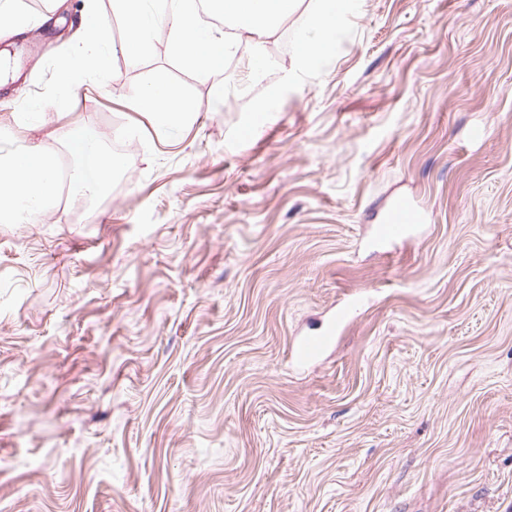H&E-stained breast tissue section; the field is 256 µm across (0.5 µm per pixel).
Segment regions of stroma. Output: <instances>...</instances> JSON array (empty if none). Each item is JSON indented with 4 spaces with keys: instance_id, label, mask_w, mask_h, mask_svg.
<instances>
[{
    "instance_id": "stroma-1",
    "label": "stroma",
    "mask_w": 512,
    "mask_h": 512,
    "mask_svg": "<svg viewBox=\"0 0 512 512\" xmlns=\"http://www.w3.org/2000/svg\"><path fill=\"white\" fill-rule=\"evenodd\" d=\"M309 4L232 104L246 52L202 76L161 44L31 130L83 0H16L0 150L65 166L92 129L121 166L0 222V512H512V0H357L296 75ZM158 72L201 104L178 142L129 105ZM401 198L414 237L375 244ZM351 310L347 304L336 312L334 320L321 333L302 336L293 342L291 357L295 363L305 365L316 361L333 344L337 328L346 322Z\"/></svg>"
}]
</instances>
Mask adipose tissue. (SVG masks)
<instances>
[{
	"label": "adipose tissue",
	"instance_id": "1",
	"mask_svg": "<svg viewBox=\"0 0 512 512\" xmlns=\"http://www.w3.org/2000/svg\"><path fill=\"white\" fill-rule=\"evenodd\" d=\"M99 0H86L82 34L71 62L55 78V102L65 104L77 85L95 84L108 77L107 61L114 50L137 59L150 54L157 41L168 53L200 74L215 62L249 45V69L262 70L261 46L280 22L296 9L297 0H211L223 27L206 26L197 17L195 0H113V11L125 26L121 45L99 34ZM354 0H312L303 28L296 38L298 67L325 58L331 51L341 21L352 12ZM133 107L149 114L153 126L168 138L179 139L184 127L200 110L196 101L164 75H156L135 94ZM71 158V199L101 189L119 158L105 154L97 136L73 133L68 142ZM53 144L36 143L0 160V217L11 223L33 222L53 210L59 198Z\"/></svg>",
	"mask_w": 512,
	"mask_h": 512
}]
</instances>
